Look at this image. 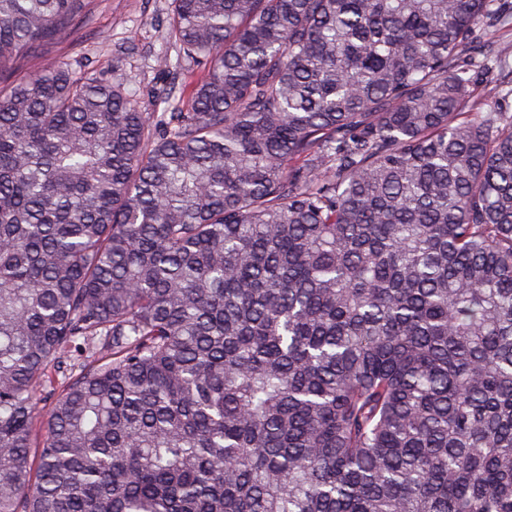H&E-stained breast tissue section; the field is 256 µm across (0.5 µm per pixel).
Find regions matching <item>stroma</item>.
I'll list each match as a JSON object with an SVG mask.
<instances>
[{"label":"stroma","mask_w":512,"mask_h":512,"mask_svg":"<svg viewBox=\"0 0 512 512\" xmlns=\"http://www.w3.org/2000/svg\"><path fill=\"white\" fill-rule=\"evenodd\" d=\"M169 11L170 0H93L75 33L24 59L13 76L24 78L55 62L76 73L120 79L146 111L186 107L189 88L202 71L184 68L172 75L159 70V59L175 56L165 33Z\"/></svg>","instance_id":"1"}]
</instances>
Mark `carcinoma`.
I'll list each match as a JSON object with an SVG mask.
<instances>
[{"mask_svg": "<svg viewBox=\"0 0 512 512\" xmlns=\"http://www.w3.org/2000/svg\"><path fill=\"white\" fill-rule=\"evenodd\" d=\"M91 2L0 0V78ZM508 32L171 0L186 111L0 94V512H512Z\"/></svg>", "mask_w": 512, "mask_h": 512, "instance_id": "carcinoma-1", "label": "carcinoma"}]
</instances>
